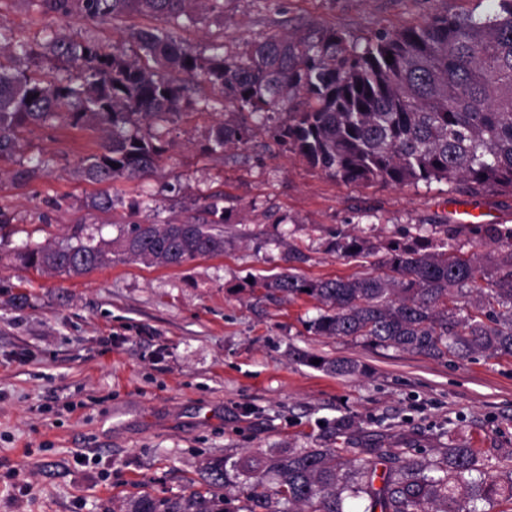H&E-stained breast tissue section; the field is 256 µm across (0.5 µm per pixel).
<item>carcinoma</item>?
<instances>
[{
	"label": "carcinoma",
	"mask_w": 512,
	"mask_h": 512,
	"mask_svg": "<svg viewBox=\"0 0 512 512\" xmlns=\"http://www.w3.org/2000/svg\"><path fill=\"white\" fill-rule=\"evenodd\" d=\"M38 10L66 20L75 15L119 19L138 13L179 26L194 11L224 15V0H29ZM141 55L62 32L44 44L64 75L45 82L21 68L29 43L0 25V156L19 146V135L67 113L75 124L106 129L102 152L87 157L84 179L101 184L154 171L160 134L145 136L139 123L159 129L180 112L184 86L171 73L200 76L213 102L267 116L288 111L302 96L279 136L311 166L353 184L391 186L448 180L473 190H512V0L492 17L435 15L423 24L382 34L361 46L344 33L288 34L255 38L241 54L214 45L206 55L165 29L131 33ZM393 56L387 63L386 56ZM248 128L219 126L209 150L247 143ZM118 164L114 168L111 163ZM214 196L207 217L179 222L121 224L106 240L86 224L72 228L60 245L26 246L15 253L25 269L78 276L114 258L177 268L197 258L224 254L223 224L230 214ZM116 199L101 192L89 207L109 212ZM421 234L385 245L380 268L349 278L308 279L273 275L250 288L270 301L304 296L317 303L307 323L316 336L353 337L376 347L440 358L472 354L512 357V229H496L495 257L462 258L451 236ZM347 259L378 246L352 234L337 237ZM336 375L357 370L351 360L320 359ZM342 448H299L250 458L210 457L202 467L204 489L159 498L131 496L119 512H347L349 498L363 512H485L483 501L512 512V463L500 476L472 480L485 468L480 451L466 444L446 448L430 461L405 449H378L354 473H340ZM387 464L382 475L377 465ZM245 476L241 505L229 508L227 492ZM381 477L382 486L375 487Z\"/></svg>",
	"instance_id": "1"
}]
</instances>
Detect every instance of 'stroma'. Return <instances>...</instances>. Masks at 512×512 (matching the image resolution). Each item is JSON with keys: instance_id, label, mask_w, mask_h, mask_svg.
Here are the masks:
<instances>
[{"instance_id": "1", "label": "stroma", "mask_w": 512, "mask_h": 512, "mask_svg": "<svg viewBox=\"0 0 512 512\" xmlns=\"http://www.w3.org/2000/svg\"><path fill=\"white\" fill-rule=\"evenodd\" d=\"M499 0H224L177 28L197 48L240 52L272 34L345 33L365 42L438 14L485 17ZM0 23L36 53L30 73L55 79L44 52L61 31L110 51L135 54L132 31L163 20L130 14L102 22L61 20L28 0H0ZM191 103L167 124L157 169L105 185L80 168L99 153L101 130L65 116L22 135L0 157V512H112V501L147 491L170 497L198 489L206 458L288 448H343L360 461L377 448H410L433 460L443 448L479 449L485 472L512 457V358H434L373 347L350 337L308 333L315 301L276 303L251 293V280L294 270L310 279L370 271L331 245L352 233L375 245L445 224L459 251L496 252L493 228L512 227V194L466 193L448 181L347 184L310 166L276 129L288 112L252 122L246 146L209 151L213 129L243 113L204 107L212 91L180 75ZM48 165L36 168L37 158ZM116 196L111 213L91 196ZM232 210L223 255L178 268L117 260L80 276L20 268L13 249L58 243L74 225L104 237L117 225L200 217L205 197ZM306 262L289 264V248ZM26 293V302L14 299ZM307 352L347 358L359 370L337 376L298 362Z\"/></svg>"}]
</instances>
